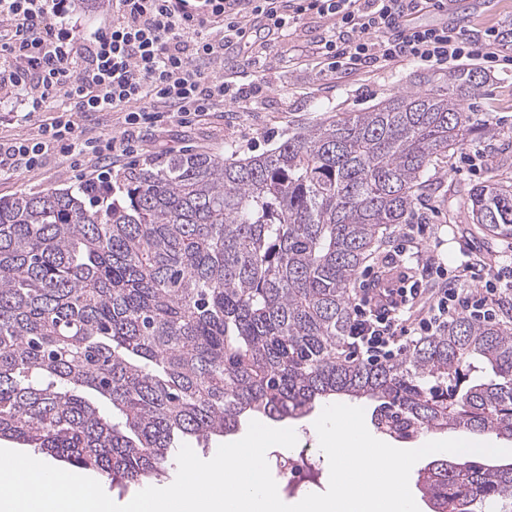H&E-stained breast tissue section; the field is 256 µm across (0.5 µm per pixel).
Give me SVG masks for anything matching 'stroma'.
Masks as SVG:
<instances>
[{"label":"stroma","mask_w":512,"mask_h":512,"mask_svg":"<svg viewBox=\"0 0 512 512\" xmlns=\"http://www.w3.org/2000/svg\"><path fill=\"white\" fill-rule=\"evenodd\" d=\"M409 22L422 26L445 24L476 39L490 27L512 29V0H450L447 11L418 12ZM334 27L333 18L309 14L282 40L252 30L225 50L224 64L230 67L248 59L255 61V69L264 81L263 94L256 102L221 103L208 116L144 129L134 137L132 152L106 164L91 156L50 155L34 171L0 179V198L75 187L97 177L104 167L117 173L186 150L256 155L279 146L296 128L361 112L416 90L423 76L430 77L431 88L447 92L448 68L444 65L404 61L348 74L326 71L309 50L314 41L331 35ZM494 51L498 61L486 70L487 81L480 94L466 98L463 105L466 111L487 114L496 136L490 139L472 134L451 158L431 166L428 190L406 223L388 229L381 246L362 268L355 288L366 284L398 286L400 269L387 267L384 259L412 237L418 224L427 227L418 245L419 258L444 262L455 274L454 285L460 290L476 287L473 272L493 273L512 263V239L485 234L472 223L467 211L469 194L475 186L512 181V43L498 42ZM315 420L310 414L284 422L285 427L295 430L298 447L313 453L319 470L317 484L297 489L289 487L286 475H276L278 492L285 503L324 492L328 487L329 462L319 447Z\"/></svg>","instance_id":"obj_1"}]
</instances>
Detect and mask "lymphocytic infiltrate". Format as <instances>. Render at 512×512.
I'll return each instance as SVG.
<instances>
[{
	"label": "lymphocytic infiltrate",
	"instance_id": "f902f5d3",
	"mask_svg": "<svg viewBox=\"0 0 512 512\" xmlns=\"http://www.w3.org/2000/svg\"><path fill=\"white\" fill-rule=\"evenodd\" d=\"M110 26L83 36L64 20L67 0H0V52L14 60L0 70V98L22 94L18 121L38 119L35 138L0 140V178L42 164L49 153L105 160L125 154L144 124L202 117L224 99H256L261 85L244 75L217 76L224 41L241 39L263 25L281 36L304 15L335 18L340 41L320 39L313 52L329 71L379 69L413 60L441 65L451 60L494 61L498 28L468 42L448 26H409L407 15L438 9L442 0H118ZM69 105L53 107L56 97ZM120 112L127 125L118 137H84L80 117ZM512 268L499 271L483 290L455 288L430 297L421 312L410 300L417 287L369 288L353 306L350 346L362 362L379 364L403 355L414 337L433 336L466 313L491 322Z\"/></svg>",
	"mask_w": 512,
	"mask_h": 512
}]
</instances>
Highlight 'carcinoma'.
Instances as JSON below:
<instances>
[{
	"mask_svg": "<svg viewBox=\"0 0 512 512\" xmlns=\"http://www.w3.org/2000/svg\"><path fill=\"white\" fill-rule=\"evenodd\" d=\"M480 71L301 128L258 155L185 151L102 184L0 199V440L121 485L166 474L180 438L297 419L345 396L397 441L433 430L512 440V329L460 316L400 359L336 350L349 288L426 173L488 120ZM512 237V184L469 195ZM112 405L100 412L96 400ZM430 512H512V463L435 460Z\"/></svg>",
	"mask_w": 512,
	"mask_h": 512,
	"instance_id": "carcinoma-1",
	"label": "carcinoma"
}]
</instances>
